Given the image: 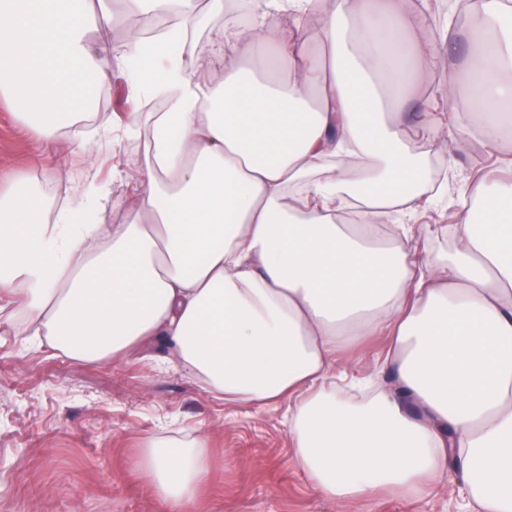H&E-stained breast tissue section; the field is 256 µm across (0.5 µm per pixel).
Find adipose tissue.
<instances>
[{
  "mask_svg": "<svg viewBox=\"0 0 512 512\" xmlns=\"http://www.w3.org/2000/svg\"><path fill=\"white\" fill-rule=\"evenodd\" d=\"M224 0H0V95L54 150L72 111L125 77L123 131L146 160L119 222L84 217L108 185L47 211L37 186L0 190V327L56 355L116 363L154 344L225 401L288 406L313 492L423 501L454 469L480 512H512V163L469 179L440 226L422 223L435 170L419 137L512 140V0H478L436 40L409 0H252L244 28L210 27ZM170 16L101 55L91 29ZM209 27L201 53L188 31ZM445 59L467 109L414 94ZM161 95L163 112H142ZM442 247H434V240ZM380 341L395 383L355 399L328 385ZM211 466L193 430L145 440L134 469L167 512H193Z\"/></svg>",
  "mask_w": 512,
  "mask_h": 512,
  "instance_id": "obj_1",
  "label": "adipose tissue"
}]
</instances>
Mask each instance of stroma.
<instances>
[{"instance_id": "35a3bbf8", "label": "stroma", "mask_w": 512, "mask_h": 512, "mask_svg": "<svg viewBox=\"0 0 512 512\" xmlns=\"http://www.w3.org/2000/svg\"><path fill=\"white\" fill-rule=\"evenodd\" d=\"M127 110L126 81L117 75L98 94L95 154L64 136L38 157L27 118L0 97V172L36 178L43 168L64 167L73 181L45 186V194L67 200L92 175L111 184L115 204L125 203L129 189L113 181L112 167L136 151L120 129ZM492 161H512V143L492 155L472 135L456 133L448 197L427 211L425 223H447L469 177ZM181 427L209 437L203 512H468L453 472L422 503L393 493L354 502L316 495L293 463L286 404L224 403L173 367L161 348L101 365L22 346L0 328V512H163L131 462L145 439Z\"/></svg>"}]
</instances>
